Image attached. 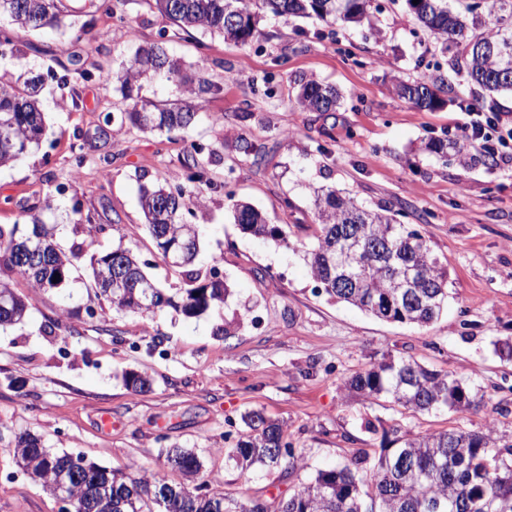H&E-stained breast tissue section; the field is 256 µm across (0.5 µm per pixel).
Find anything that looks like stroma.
I'll list each match as a JSON object with an SVG mask.
<instances>
[{"mask_svg":"<svg viewBox=\"0 0 512 512\" xmlns=\"http://www.w3.org/2000/svg\"><path fill=\"white\" fill-rule=\"evenodd\" d=\"M373 27L262 18L261 48L246 49L215 35L193 33L169 44L188 71H203L217 90L206 115L184 133H112L103 146L86 144L75 163L77 134L93 132L105 113L126 105L114 78L132 44L99 0H64L65 25L22 35L28 68L49 66L79 53L93 77L82 87V108L46 80L41 94L46 135L39 151L0 168V225H26L33 208L53 195L58 242L71 249L88 240L73 208L111 225L94 250L124 246L148 259L149 275L168 291L181 272L163 261L144 226L137 201L140 175L186 183L191 142L215 152L211 172L233 198L210 193L193 221L201 226V272L218 268L231 287L224 304L198 318L168 310L142 316L112 309L95 288L86 261L77 262L57 289L16 287L29 313L0 329V512H61L59 498L16 463L14 437L28 430L46 447L79 454L126 472L146 468L167 481L168 448L198 451L203 476L232 498L269 502L317 470L358 454L376 458L383 430L399 433L479 431L497 421V437L512 440V361L494 351L512 340V168L494 162L463 166L424 150L431 139L457 140L467 107L477 96L462 76L441 108H415L394 89L448 67L430 39L415 29L406 0H380ZM126 18L150 42L169 20L153 0H125ZM105 30L96 47L89 37ZM336 85L337 111L321 115L296 106V78ZM265 143L262 166L239 156V136ZM112 155L110 166L98 160ZM350 193L370 208L387 207L400 223L429 240L448 269V310L426 327L379 320L337 302L318 287L297 250L311 246L315 226L310 187ZM293 201L281 206L283 197ZM251 203L270 223L287 227V243L262 240L231 217L233 200ZM246 321H238L242 310ZM410 355L425 367L481 387L485 404L463 412L414 413L348 395L344 381L384 354ZM148 376L145 392L128 388L126 373ZM262 411L284 422L302 467L242 469L226 463L224 435L243 427L242 415ZM111 428H103L102 419ZM377 430L369 432L366 422Z\"/></svg>","mask_w":512,"mask_h":512,"instance_id":"obj_1","label":"stroma"}]
</instances>
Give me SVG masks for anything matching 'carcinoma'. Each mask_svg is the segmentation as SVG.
<instances>
[{
    "mask_svg": "<svg viewBox=\"0 0 512 512\" xmlns=\"http://www.w3.org/2000/svg\"><path fill=\"white\" fill-rule=\"evenodd\" d=\"M419 29L428 33L438 51L450 55L448 65L488 95L483 101L488 111H497L495 96L512 93V0H407ZM157 10L184 33L201 31L217 34L242 47L259 41L261 14L270 13L284 21L315 17L326 21L339 18L347 23L373 26L382 12L377 0H155ZM63 0H0V17L6 16L14 32L0 36V56L10 52L15 63L24 66V55L15 48L14 38L59 26ZM160 39L136 47L119 80L126 88L164 78L176 83L180 98L157 104L137 98L120 117H105V125L91 139L107 142L110 128L125 123L149 132H182L193 127L203 115L205 95L213 86L201 76L182 71ZM36 74L24 87L0 83V124L9 128V139L0 141V168L41 145L44 136L43 112L36 98L45 77ZM92 78L80 58L63 75L69 84L74 107L82 106L80 87ZM447 85L442 74L429 73L417 79H400L398 96L424 110L444 104L440 93ZM341 96L336 89L314 77L299 80L297 105L302 112H334ZM235 149L260 164L266 146L241 137ZM426 149L436 154L459 157L463 147L431 140ZM193 149L189 181L213 192L233 193L227 183L211 176L208 163ZM139 180V203L146 229L153 240L184 242L200 239V226L188 216L204 205L186 186L156 177ZM313 215L317 229L311 248L303 251L312 278L326 294L340 302L387 322L426 326L448 306V270L428 242L414 229L400 224L387 209L362 206L348 193L319 187L313 189ZM234 222L245 232L274 241L287 242L282 228L266 222L261 212L249 204L233 205ZM57 225L31 216L23 230L18 225L0 226V291L14 288L21 279L32 288L53 289L64 284L73 261L82 249L65 253L56 244ZM30 240L41 246L37 264L18 257L16 243ZM150 265L131 250L116 249L90 258L92 279L113 308L141 315L167 308L187 316H199L211 306L224 303L230 295L226 282L213 281L198 271H184L187 288L170 295L159 287L150 288L145 271ZM124 277L120 287L115 279ZM27 313L23 297L0 306V327L21 322ZM344 388L365 402L388 401L413 412L431 410L464 411L481 403L470 385L448 372L429 370L412 356L382 359L344 382ZM244 433L224 449L229 464L236 466L276 465L281 456L274 448L288 449L291 476L299 470L285 425L252 410L242 416ZM497 423L489 418L481 431L456 430L445 433L403 434L389 440L377 461L368 466L366 458L355 456L332 469L320 470L300 482L279 504V512H512V444L496 451ZM17 463L55 497L67 496L73 512H267L264 504L252 499L229 498L209 491L205 481L194 482L202 463L197 453L170 448L165 461L186 481L168 482L155 476L127 473L87 462L79 475L71 474L72 456L52 452L41 437L31 432L15 436ZM81 459V456L74 457Z\"/></svg>",
    "mask_w": 512,
    "mask_h": 512,
    "instance_id": "cac0c4a2",
    "label": "carcinoma"
}]
</instances>
